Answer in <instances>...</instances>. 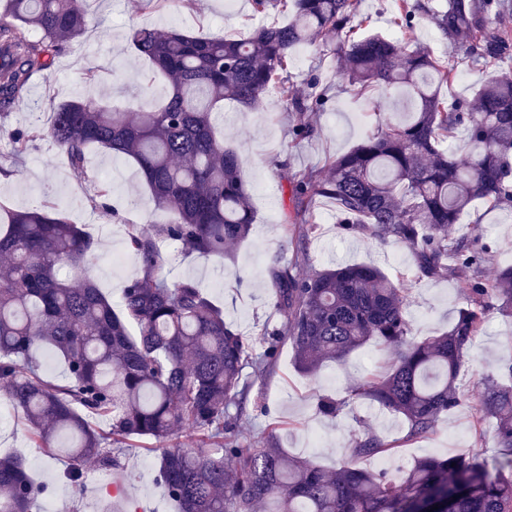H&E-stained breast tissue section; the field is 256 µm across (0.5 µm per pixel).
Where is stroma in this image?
<instances>
[{"mask_svg":"<svg viewBox=\"0 0 512 512\" xmlns=\"http://www.w3.org/2000/svg\"><path fill=\"white\" fill-rule=\"evenodd\" d=\"M85 9V33L69 43L51 69L34 77L25 99L12 105L7 117L0 120V156L7 152L11 131L43 124L58 105L69 100H109L133 111L160 104L167 83L148 60L129 49L127 34L132 27L164 31L176 26L196 35L239 36L283 20L275 11L254 13L252 0H196L191 11L182 8L181 0H156L152 5L146 0H86ZM342 65L341 58L330 50L301 45L293 53L290 81L296 93L306 92L315 77L331 86V99L320 112L298 113L273 92L252 110L225 101L224 143L243 162L242 176L255 215L244 242L232 246L221 258H202L185 253L176 243H161L167 279L198 281L223 308L226 321L248 342H256L263 324L280 320L271 305L272 284L267 273L275 254L283 265L300 274L339 263L380 267L391 279L403 281L410 336L417 340L447 330L463 301L461 272L437 279L418 277L408 247L382 243L367 231H344L334 205L328 202L317 204L314 217L318 229L308 239L305 253L297 252L301 227L294 222L289 191L295 172L320 168L327 157L350 151L370 129L409 107L403 98L384 90L368 97L345 91ZM90 69L97 73L92 84L84 79ZM302 120L314 132L301 142H292L288 129ZM5 171L8 179L0 183V206L22 209L46 200L60 203L70 220L93 237L96 258L91 273L103 292L119 301L125 282L140 273L127 247L131 225L164 219L136 165L94 148L85 170L79 173L68 166L56 145L44 138L33 142L22 163L6 166ZM108 177L113 180L112 195L106 207H93L90 198L95 186ZM457 229L489 246L485 277H493L497 265L512 263V214L488 213L478 205L462 216ZM395 358L394 351L371 341L344 363L324 364L309 377L296 368L291 347L283 346L273 370L252 382L240 442L248 445L270 440L292 455L333 467L348 459L352 436L374 432L400 441L399 451L386 459L387 469L396 475L420 457L462 452L486 459L495 456L492 424L477 423V408L484 378L499 377L503 365L512 360V317L490 312L484 333L467 355L465 402L442 416L429 437L403 442L401 417L369 401L348 406L334 418L317 414V396L344 398L350 387L367 376L388 371ZM153 445L147 438L131 439L120 465L108 471L87 463L86 483L79 489L61 479L65 461L39 452L21 411L0 395V452L20 453L34 477L49 485L52 496L47 512H100L105 500L111 502L112 512H130L134 505L142 512H175L157 476ZM115 483L123 487V496L112 495L110 488Z\"/></svg>","mask_w":512,"mask_h":512,"instance_id":"obj_1","label":"stroma"}]
</instances>
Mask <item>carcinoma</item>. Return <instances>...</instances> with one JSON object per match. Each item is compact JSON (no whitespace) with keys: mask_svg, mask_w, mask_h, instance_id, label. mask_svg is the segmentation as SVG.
<instances>
[{"mask_svg":"<svg viewBox=\"0 0 512 512\" xmlns=\"http://www.w3.org/2000/svg\"><path fill=\"white\" fill-rule=\"evenodd\" d=\"M84 0H7L0 14V107L24 98L37 71L86 28ZM255 11L277 10L284 25L261 26L240 38L198 36L172 28L133 27L128 41L167 80L157 107L130 113L110 104H61L46 124L11 136V155L25 157L48 137L69 167L85 168L94 146L131 159L167 224L134 225L128 247L140 274L123 288L120 310L91 275L94 241L63 208L14 210L0 221V392L22 409L36 447L63 456L64 478L84 486L85 463L118 465L119 444L150 438L159 479L178 512H512V384L486 380L478 421L491 420L496 465L473 455L416 460L400 479L360 466L397 450L375 433L351 439L350 459L334 470L282 448L243 445L237 437L249 386L272 366L282 342L298 368L312 374L342 363L371 340L397 350L391 371L354 387L347 399L321 398L337 414L370 400L402 417L405 440L433 433L439 416L464 401L466 355L492 309L512 315V264L483 275L488 248L448 228L477 202L512 209V44L487 26L501 0H398L395 25L404 33L428 19L450 42L472 47L467 59L493 73L471 102L441 99L457 62L440 61L403 38L360 35V0H253ZM329 48L344 58L343 79L364 95L376 87L405 90L415 109L385 122L352 150L330 157L321 171L294 175L291 199L315 233L318 197L336 202L341 223L410 248L418 276L449 272L448 258L469 270L465 302L452 326L428 339H409L405 288L370 265H340L300 275L270 260L273 303L284 317L260 331L262 352L224 320L194 280L170 282L162 272L161 239L200 256L223 255L254 224L238 154L218 129L224 101L251 109L275 92L296 111L317 110L327 88L310 81L296 96L288 65L300 45ZM464 132V159L448 143ZM67 264L73 275L60 274ZM44 345L67 367L62 382L47 379L31 351ZM110 421L109 431L94 420ZM47 486L34 482L26 461L0 456V512H42Z\"/></svg>","mask_w":512,"mask_h":512,"instance_id":"1","label":"carcinoma"}]
</instances>
